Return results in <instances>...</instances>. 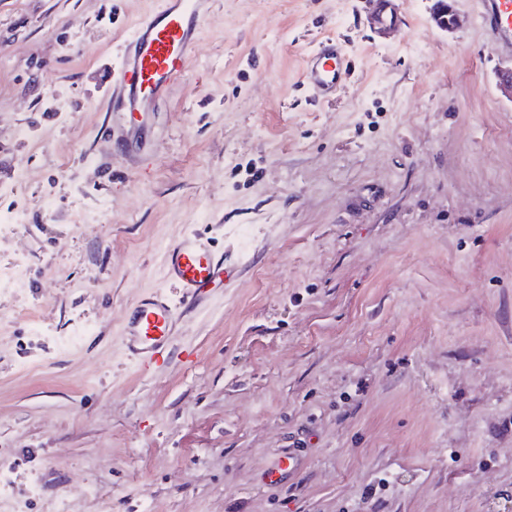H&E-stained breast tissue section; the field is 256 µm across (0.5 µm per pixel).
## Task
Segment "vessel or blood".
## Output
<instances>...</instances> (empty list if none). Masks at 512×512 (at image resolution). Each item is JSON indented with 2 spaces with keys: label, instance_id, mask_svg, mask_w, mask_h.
I'll return each instance as SVG.
<instances>
[{
  "label": "vessel or blood",
  "instance_id": "vessel-or-blood-1",
  "mask_svg": "<svg viewBox=\"0 0 512 512\" xmlns=\"http://www.w3.org/2000/svg\"><path fill=\"white\" fill-rule=\"evenodd\" d=\"M479 19L493 51L512 58V0H479ZM206 0H161L120 48V63L112 71L119 93L116 112H153L184 77L197 42ZM369 29L384 33L401 22L399 0H367L363 9ZM348 60L335 39L318 42L307 59L302 78L315 96L333 99L348 76ZM170 277L184 302L202 301L209 288L230 276L233 266L216 259L208 243L193 235L166 251ZM176 309L160 295L140 299L125 327L126 346L140 367L149 368L166 351Z\"/></svg>",
  "mask_w": 512,
  "mask_h": 512
}]
</instances>
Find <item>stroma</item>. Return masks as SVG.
<instances>
[{
  "instance_id": "1",
  "label": "stroma",
  "mask_w": 512,
  "mask_h": 512,
  "mask_svg": "<svg viewBox=\"0 0 512 512\" xmlns=\"http://www.w3.org/2000/svg\"><path fill=\"white\" fill-rule=\"evenodd\" d=\"M400 2L379 37L364 0H208L142 149L101 82L157 0H0V512H512L505 62L477 0L450 31ZM194 232L242 271L186 307ZM155 292L179 318L143 370ZM348 60L336 40L326 38L318 42L313 54L307 59L302 78L315 96L330 100L348 76ZM176 309L160 295L140 299L125 327L126 346L140 367L147 369L166 351Z\"/></svg>"
}]
</instances>
